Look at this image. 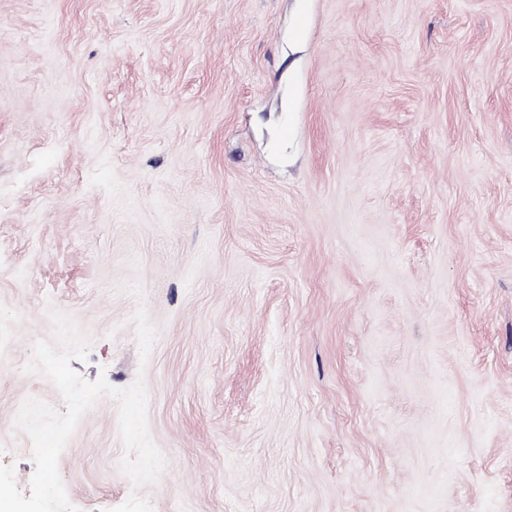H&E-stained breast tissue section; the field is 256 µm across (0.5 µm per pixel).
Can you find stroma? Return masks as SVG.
<instances>
[{"label": "stroma", "instance_id": "obj_1", "mask_svg": "<svg viewBox=\"0 0 512 512\" xmlns=\"http://www.w3.org/2000/svg\"><path fill=\"white\" fill-rule=\"evenodd\" d=\"M0 0V464L77 512H512V0ZM140 285L143 300L126 287ZM158 327L140 364L133 321Z\"/></svg>", "mask_w": 512, "mask_h": 512}]
</instances>
